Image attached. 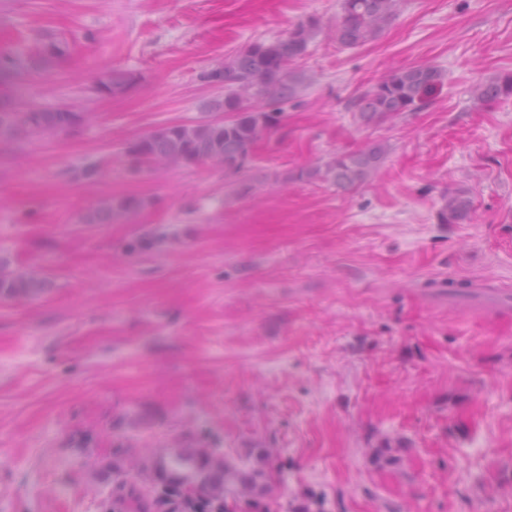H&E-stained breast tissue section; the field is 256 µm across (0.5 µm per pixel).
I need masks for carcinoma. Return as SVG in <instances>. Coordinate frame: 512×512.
Returning <instances> with one entry per match:
<instances>
[{
	"label": "carcinoma",
	"instance_id": "1",
	"mask_svg": "<svg viewBox=\"0 0 512 512\" xmlns=\"http://www.w3.org/2000/svg\"><path fill=\"white\" fill-rule=\"evenodd\" d=\"M405 0H341L336 19V42L345 46H363L375 39L399 15ZM319 30L313 17L294 25L288 36L274 41H255L243 51L216 64L205 79L224 85V99L212 101L208 112H224V120L205 118L193 124L162 126L131 143L128 153L138 165L156 168L190 166L202 161L222 165L233 172L243 170L252 160L260 141L278 128L283 109L296 101L308 87L306 73L296 63L308 52L309 44ZM68 55V46L49 41L28 63L48 70ZM129 85L121 73L99 76L98 89L119 94ZM443 85L440 70L428 65L396 67L384 73L353 104L361 123L381 124L405 112H417L427 97ZM503 97H512V74L474 89V103L482 105ZM82 120L70 109L40 111L11 107L0 101V139L15 137L45 138L66 132ZM387 154L386 146L369 144L361 149L334 156L330 160L299 170L282 173L275 178L286 183L294 180L330 182L350 190L371 181ZM147 202L137 199L108 200L89 211L84 224H109L119 216L143 209ZM472 200L463 190L442 195L437 217L441 224H459L471 219ZM49 283L34 274L6 272L0 268V297H36L46 292ZM157 475L164 488L161 495L184 502L201 503L223 512L232 507L226 496L233 486L262 488L265 474H244L224 461L210 448H191L167 454L157 463Z\"/></svg>",
	"mask_w": 512,
	"mask_h": 512
}]
</instances>
